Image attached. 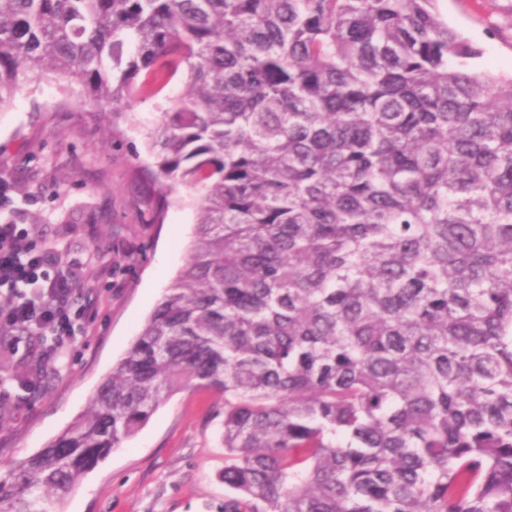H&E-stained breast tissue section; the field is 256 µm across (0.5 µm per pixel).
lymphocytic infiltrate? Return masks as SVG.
I'll return each instance as SVG.
<instances>
[{
    "mask_svg": "<svg viewBox=\"0 0 512 512\" xmlns=\"http://www.w3.org/2000/svg\"><path fill=\"white\" fill-rule=\"evenodd\" d=\"M83 287L76 273L60 268L55 251H33L18 224H0V289L19 299L0 310L1 336L18 330L37 338L74 335L69 310Z\"/></svg>",
    "mask_w": 512,
    "mask_h": 512,
    "instance_id": "obj_1",
    "label": "lymphocytic infiltrate"
}]
</instances>
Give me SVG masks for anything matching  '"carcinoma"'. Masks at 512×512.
<instances>
[{
	"instance_id": "carcinoma-1",
	"label": "carcinoma",
	"mask_w": 512,
	"mask_h": 512,
	"mask_svg": "<svg viewBox=\"0 0 512 512\" xmlns=\"http://www.w3.org/2000/svg\"><path fill=\"white\" fill-rule=\"evenodd\" d=\"M435 2L0 0V107L181 81L153 183L198 194L177 279L0 512H51L187 388L224 396V512H512V77L466 70Z\"/></svg>"
}]
</instances>
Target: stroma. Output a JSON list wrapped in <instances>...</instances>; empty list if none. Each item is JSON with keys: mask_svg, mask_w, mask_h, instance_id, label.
<instances>
[{"mask_svg": "<svg viewBox=\"0 0 512 512\" xmlns=\"http://www.w3.org/2000/svg\"><path fill=\"white\" fill-rule=\"evenodd\" d=\"M437 10L479 55L477 71L512 75V0H437ZM80 92L32 80L0 108V223L28 224L86 289L75 303L78 332L44 376L20 389L0 370V469L32 455L85 412L181 271L193 240L196 192L181 186L159 207L146 176V131L184 92L137 102L132 114L78 107ZM224 400L182 391L65 498L62 512H224Z\"/></svg>", "mask_w": 512, "mask_h": 512, "instance_id": "1", "label": "stroma"}]
</instances>
